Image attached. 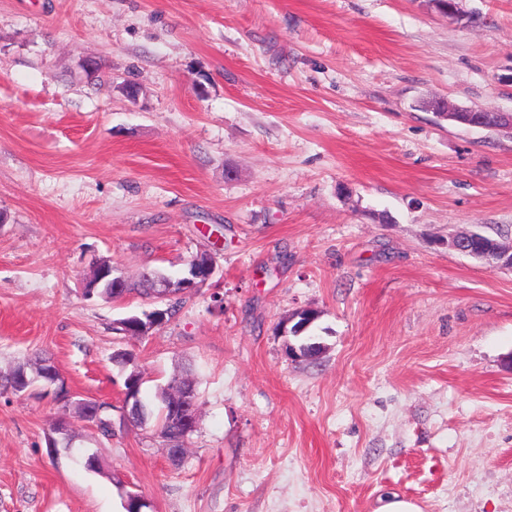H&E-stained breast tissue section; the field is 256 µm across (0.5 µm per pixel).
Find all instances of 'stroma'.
Segmentation results:
<instances>
[{
	"label": "stroma",
	"instance_id": "stroma-1",
	"mask_svg": "<svg viewBox=\"0 0 512 512\" xmlns=\"http://www.w3.org/2000/svg\"><path fill=\"white\" fill-rule=\"evenodd\" d=\"M0 0V371L48 353L112 404L192 369L174 465L151 430L74 421L104 470L47 435L60 411L0 394V512H512V271L449 250L512 241V0ZM140 88L128 98L124 83ZM213 278L149 336L150 297L85 298L111 260ZM322 347L291 359L280 320Z\"/></svg>",
	"mask_w": 512,
	"mask_h": 512
}]
</instances>
